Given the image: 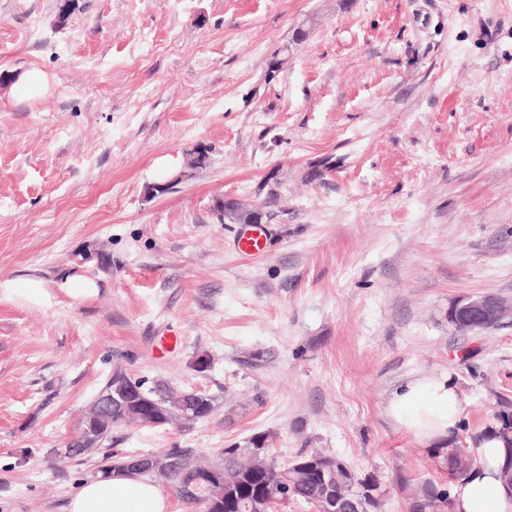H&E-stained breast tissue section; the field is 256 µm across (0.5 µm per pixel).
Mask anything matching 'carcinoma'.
<instances>
[{
	"instance_id": "carcinoma-1",
	"label": "carcinoma",
	"mask_w": 512,
	"mask_h": 512,
	"mask_svg": "<svg viewBox=\"0 0 512 512\" xmlns=\"http://www.w3.org/2000/svg\"><path fill=\"white\" fill-rule=\"evenodd\" d=\"M104 393L122 397V403L113 405L93 424L82 423L84 437L96 443L108 436L114 424L125 420L191 423L208 417L214 410L213 400L203 393L187 390L173 396L165 385L145 389L142 382L119 372L112 375ZM498 419L499 430L509 436L512 445L511 404L503 403ZM268 438L269 435L257 432L248 440L223 449L222 463L209 467L194 463L191 451L171 448L167 455L177 460V469L170 480L188 504L203 502L209 512H249L259 491L277 505L288 501L311 506L320 503L321 467L331 465L339 477L337 488L341 498L360 503L362 512L378 506L379 499H365L360 495L364 484L372 479L359 477L338 457L310 451L299 453L296 461L282 466L274 462L262 464L253 449L269 447ZM446 497L447 493L424 486L413 498L412 512H431L436 501Z\"/></svg>"
}]
</instances>
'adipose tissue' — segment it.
I'll use <instances>...</instances> for the list:
<instances>
[{
    "instance_id": "adipose-tissue-1",
    "label": "adipose tissue",
    "mask_w": 512,
    "mask_h": 512,
    "mask_svg": "<svg viewBox=\"0 0 512 512\" xmlns=\"http://www.w3.org/2000/svg\"><path fill=\"white\" fill-rule=\"evenodd\" d=\"M467 410L451 373L423 375L407 381L389 399L386 412L394 424L421 448L446 451L461 430ZM476 459L470 473L448 489V512H512V485L501 469L507 449L497 428L470 444ZM168 500L150 480L112 473L84 480L69 504V512H167Z\"/></svg>"
}]
</instances>
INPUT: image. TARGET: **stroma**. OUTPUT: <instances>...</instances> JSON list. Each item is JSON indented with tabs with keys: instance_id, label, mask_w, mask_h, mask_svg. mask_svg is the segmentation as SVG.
Masks as SVG:
<instances>
[{
	"instance_id": "obj_1",
	"label": "stroma",
	"mask_w": 512,
	"mask_h": 512,
	"mask_svg": "<svg viewBox=\"0 0 512 512\" xmlns=\"http://www.w3.org/2000/svg\"><path fill=\"white\" fill-rule=\"evenodd\" d=\"M76 2L61 26L58 0H0V281L52 296L0 297V512H68L109 453L208 465L260 431L277 462L374 476L378 512L447 489L385 404L453 373L462 447L512 400V324L448 321L470 294L512 302V0ZM32 69L48 93L16 98ZM165 164L184 178L158 193ZM225 196L268 206L263 254L236 251ZM71 275L96 293L69 297ZM117 370L214 410L65 457ZM0 288V293L31 304L43 305L49 303L51 299L50 293L43 287L42 282L36 279H29L21 284L6 281L0 283Z\"/></svg>"
}]
</instances>
